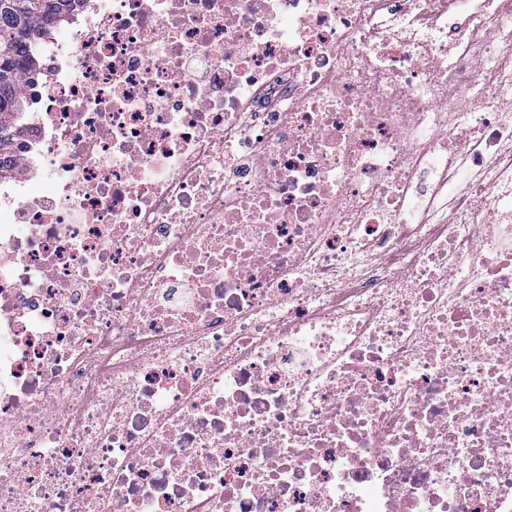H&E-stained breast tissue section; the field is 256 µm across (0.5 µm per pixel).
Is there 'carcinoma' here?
Here are the masks:
<instances>
[{
    "label": "carcinoma",
    "instance_id": "carcinoma-1",
    "mask_svg": "<svg viewBox=\"0 0 512 512\" xmlns=\"http://www.w3.org/2000/svg\"><path fill=\"white\" fill-rule=\"evenodd\" d=\"M64 0H0V152L11 146L4 119L25 108L21 62L35 24L60 14Z\"/></svg>",
    "mask_w": 512,
    "mask_h": 512
}]
</instances>
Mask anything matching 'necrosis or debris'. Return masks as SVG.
<instances>
[{
    "instance_id": "1",
    "label": "necrosis or debris",
    "mask_w": 512,
    "mask_h": 512,
    "mask_svg": "<svg viewBox=\"0 0 512 512\" xmlns=\"http://www.w3.org/2000/svg\"><path fill=\"white\" fill-rule=\"evenodd\" d=\"M512 0H70L0 169V512H512Z\"/></svg>"
}]
</instances>
